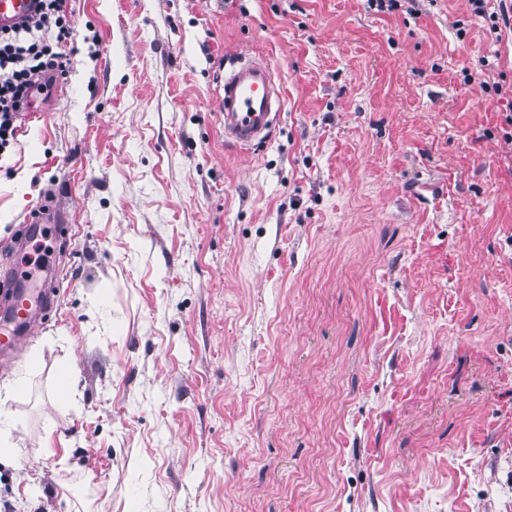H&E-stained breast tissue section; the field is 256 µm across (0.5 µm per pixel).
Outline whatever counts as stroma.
I'll list each match as a JSON object with an SVG mask.
<instances>
[{
	"mask_svg": "<svg viewBox=\"0 0 512 512\" xmlns=\"http://www.w3.org/2000/svg\"><path fill=\"white\" fill-rule=\"evenodd\" d=\"M69 7L0 154V268L44 198L74 224L0 363V512H512V38L468 0ZM237 53L283 100L247 154ZM224 69V141L250 151L269 136L282 109L274 74L261 55H240Z\"/></svg>",
	"mask_w": 512,
	"mask_h": 512,
	"instance_id": "35a3bbf8",
	"label": "stroma"
}]
</instances>
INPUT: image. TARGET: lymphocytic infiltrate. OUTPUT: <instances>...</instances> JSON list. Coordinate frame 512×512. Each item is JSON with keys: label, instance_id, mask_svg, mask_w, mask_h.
I'll list each match as a JSON object with an SVG mask.
<instances>
[{"label": "lymphocytic infiltrate", "instance_id": "1", "mask_svg": "<svg viewBox=\"0 0 512 512\" xmlns=\"http://www.w3.org/2000/svg\"><path fill=\"white\" fill-rule=\"evenodd\" d=\"M68 0H38L30 20L0 29V150L14 141L16 115L41 91V78L67 75L63 51L73 36Z\"/></svg>", "mask_w": 512, "mask_h": 512}]
</instances>
